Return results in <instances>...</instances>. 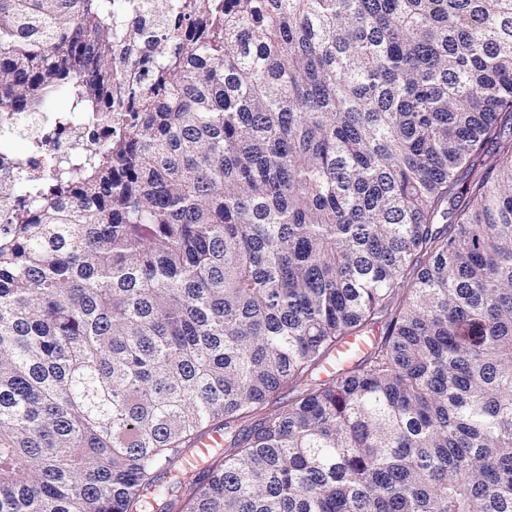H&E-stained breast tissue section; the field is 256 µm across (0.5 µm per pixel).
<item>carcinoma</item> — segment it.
<instances>
[{
	"label": "carcinoma",
	"instance_id": "cac0c4a2",
	"mask_svg": "<svg viewBox=\"0 0 512 512\" xmlns=\"http://www.w3.org/2000/svg\"><path fill=\"white\" fill-rule=\"evenodd\" d=\"M0 167V512H512V0H0ZM64 109L65 100L63 98L58 97L47 102L41 111V123H51L58 113L62 112ZM58 117L52 124L41 130L54 133L52 137V149L55 154L64 155L70 152L78 143L94 135L92 129H86L76 119L70 122L71 126L66 125L65 127H58Z\"/></svg>",
	"mask_w": 512,
	"mask_h": 512
}]
</instances>
